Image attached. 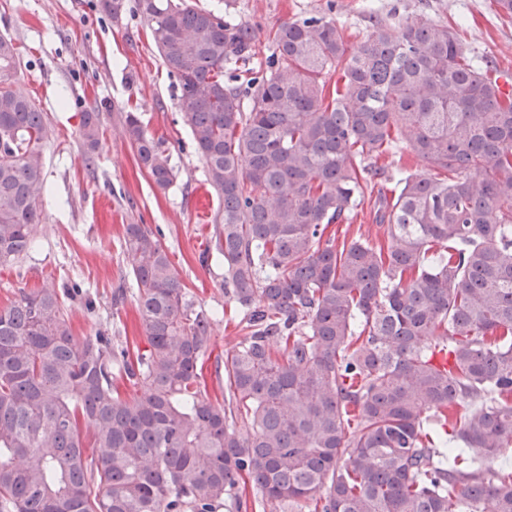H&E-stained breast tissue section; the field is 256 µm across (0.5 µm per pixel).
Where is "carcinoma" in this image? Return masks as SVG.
<instances>
[{"label": "carcinoma", "mask_w": 512, "mask_h": 512, "mask_svg": "<svg viewBox=\"0 0 512 512\" xmlns=\"http://www.w3.org/2000/svg\"><path fill=\"white\" fill-rule=\"evenodd\" d=\"M114 20L125 0H99ZM223 204L213 249L242 317L224 401L198 366L192 308L159 231L125 225L147 347L74 335L67 289L0 307V512H512V91L443 23L371 16L355 50L328 14L257 30L187 0H135ZM0 35V266L36 242L46 113L14 87ZM338 75L327 89L326 76ZM125 137L156 188L176 178L136 112ZM101 113L84 112L87 152ZM431 176L396 170L379 247L338 248L397 134ZM122 376L142 394L121 396ZM249 430L247 437L239 428Z\"/></svg>", "instance_id": "1"}]
</instances>
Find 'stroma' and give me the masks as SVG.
I'll return each mask as SVG.
<instances>
[{"instance_id": "1", "label": "stroma", "mask_w": 512, "mask_h": 512, "mask_svg": "<svg viewBox=\"0 0 512 512\" xmlns=\"http://www.w3.org/2000/svg\"><path fill=\"white\" fill-rule=\"evenodd\" d=\"M98 0H0V35L21 56L20 87L47 112L44 146L47 191L40 207L36 246L17 266L0 268V306L16 288L46 281L78 282L94 303L69 302L75 335L104 332L128 348H145L146 337L122 250L124 227L160 229L172 266L195 306L215 315L203 377L211 398H223L217 358L232 348L239 314L224 296V264L200 263L214 235L215 196H203L204 166L166 67L140 14L119 21L99 12ZM198 8L224 11L258 27L257 56L273 51L268 34L298 16L332 12L347 30L349 47L371 32V13H399L444 22L465 48L512 71V20L497 16L492 0H191ZM139 113L145 131L161 139L176 172L167 190L141 169L123 134L121 115ZM102 115L94 164H86L79 137L82 113ZM87 298V299H88Z\"/></svg>"}]
</instances>
